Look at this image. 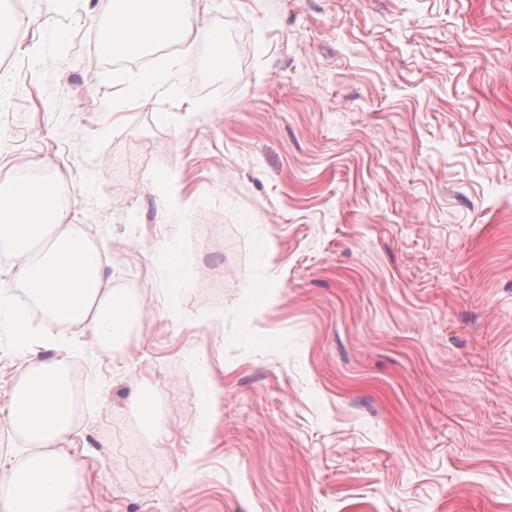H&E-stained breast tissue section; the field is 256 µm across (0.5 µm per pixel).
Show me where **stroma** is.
<instances>
[{"instance_id":"35a3bbf8","label":"stroma","mask_w":512,"mask_h":512,"mask_svg":"<svg viewBox=\"0 0 512 512\" xmlns=\"http://www.w3.org/2000/svg\"><path fill=\"white\" fill-rule=\"evenodd\" d=\"M183 6L224 29L230 78L199 80L194 31L141 101L112 84L106 0L4 5L0 176L73 187L70 221L145 305L125 347L83 334L70 357L77 512H512V0ZM174 237L177 321L154 272ZM248 283L278 289L249 326ZM199 359L214 450L185 472ZM141 387L168 415L148 477L120 456Z\"/></svg>"}]
</instances>
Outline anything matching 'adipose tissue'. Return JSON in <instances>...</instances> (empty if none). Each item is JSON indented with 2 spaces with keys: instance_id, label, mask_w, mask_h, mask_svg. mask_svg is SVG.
I'll return each instance as SVG.
<instances>
[{
  "instance_id": "obj_1",
  "label": "adipose tissue",
  "mask_w": 512,
  "mask_h": 512,
  "mask_svg": "<svg viewBox=\"0 0 512 512\" xmlns=\"http://www.w3.org/2000/svg\"><path fill=\"white\" fill-rule=\"evenodd\" d=\"M107 11L112 25L106 38L113 53L137 59L158 46L184 44L196 30L212 61L224 62L223 30L202 24L183 9L181 0H107ZM172 78L168 69H147L136 78L121 69L112 72L113 85L138 100L148 99ZM69 195L46 171L0 178V251L9 259L8 271L0 272V334L29 356L6 407L7 428L24 443L25 452L17 463H0V512H74L84 483L81 464L65 447L79 406L69 348L48 332V325L81 327L109 349L127 342L142 314L138 298L106 279V247L91 239L83 225L69 222L64 204ZM189 263V254L176 239L155 262L171 301L181 296ZM19 290L28 296L30 307L15 302ZM33 308L44 325L31 321ZM43 349L54 350V357L39 358ZM196 372L201 426L184 460L188 468L213 449L210 428L217 408L208 365L198 362Z\"/></svg>"
}]
</instances>
